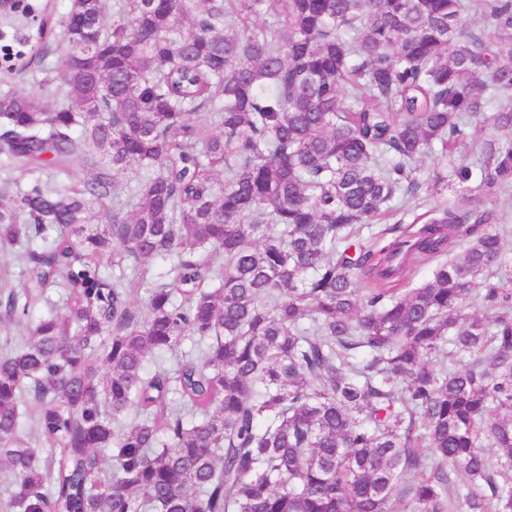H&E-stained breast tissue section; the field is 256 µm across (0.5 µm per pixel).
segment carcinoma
Returning a JSON list of instances; mask_svg holds the SVG:
<instances>
[{
  "mask_svg": "<svg viewBox=\"0 0 512 512\" xmlns=\"http://www.w3.org/2000/svg\"><path fill=\"white\" fill-rule=\"evenodd\" d=\"M60 47L61 103L0 93V242L42 241L3 258L4 512H512V0H73ZM433 152L453 203L365 246Z\"/></svg>",
  "mask_w": 512,
  "mask_h": 512,
  "instance_id": "1",
  "label": "carcinoma"
}]
</instances>
